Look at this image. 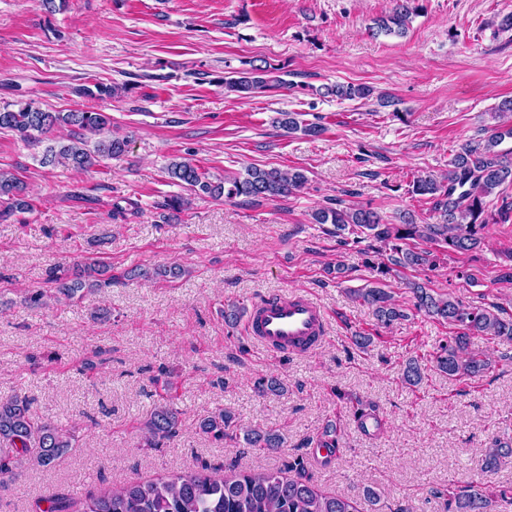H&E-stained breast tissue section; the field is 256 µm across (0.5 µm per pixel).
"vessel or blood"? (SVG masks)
<instances>
[{"label":"vessel or blood","mask_w":512,"mask_h":512,"mask_svg":"<svg viewBox=\"0 0 512 512\" xmlns=\"http://www.w3.org/2000/svg\"><path fill=\"white\" fill-rule=\"evenodd\" d=\"M245 328L273 356L313 353L326 334L323 310L301 294L268 296L253 303Z\"/></svg>","instance_id":"vessel-or-blood-1"}]
</instances>
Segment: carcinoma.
<instances>
[{
	"label": "carcinoma",
	"instance_id": "obj_1",
	"mask_svg": "<svg viewBox=\"0 0 512 512\" xmlns=\"http://www.w3.org/2000/svg\"><path fill=\"white\" fill-rule=\"evenodd\" d=\"M394 6L380 28L403 32L416 10L414 0H393ZM271 66L253 65L239 76L224 78V90L230 93H259L274 87L287 86L286 80L273 75ZM327 92L339 98H366L371 89L362 85H336ZM115 93V87L96 82L76 90L83 98H102ZM110 117L104 112L84 108L65 112H50L34 102H6L0 105V130L18 133L24 138L45 136L60 128L73 130L68 138L52 139L41 159L43 165L64 164L79 171H88L101 160L123 154L127 140L108 134ZM288 133L297 132L317 138L324 128L316 123L304 124L297 113L284 112L279 121ZM503 134L495 126L484 138L463 145L448 163V174L441 179L420 177L412 183L415 195L436 198L441 223L418 224L413 217L403 218L401 224H388L372 209L323 207L312 214L314 223L331 224L336 233L351 230L359 236H371L388 246L389 265L401 268L434 267L437 255L428 248L409 245V241L430 243L446 252L465 253L479 248L483 230L489 224H512V196L500 191L512 185V156L497 150ZM173 184L198 196L215 200L245 197L251 200L287 196L300 190L306 175L298 170L251 166L244 173L212 178L199 171L189 159L176 158L166 168ZM496 198L495 209L488 210L486 198ZM0 217L31 208L26 185L14 174L0 170ZM383 265L380 270H389ZM105 267L89 265L66 279H57V292L66 298L101 287L93 275ZM181 269L158 267L153 271L132 270L130 276L145 278H177ZM415 307L420 312L442 320L454 327L448 341L439 344L433 359L436 368L448 379L461 381L481 376L489 369L484 353L471 347L475 336H489L512 345V315L501 316L499 309L466 304L452 296H435L419 285L412 284ZM355 298L373 309L374 315L386 327L406 314L392 303L390 294L379 286L353 290ZM404 379L418 386L424 373L418 360L406 363ZM260 394L278 395L285 384L274 377L257 382ZM180 423L179 412L172 400L160 399L145 422L146 444L157 448L172 437ZM199 428L218 440L244 441L248 448H279L283 438L276 431L242 430L232 412L225 409L204 417ZM0 440L15 453L0 458V476L9 474L27 456L41 466H49L73 448L69 430L50 423L38 422L30 412L29 401L13 396L0 399ZM340 430L328 424L308 444L316 448L339 447ZM512 461V440L496 439L478 460L483 471H492ZM454 502V512H502L512 506V492H491L474 484L461 486L448 493ZM78 512H359L347 498L330 496L316 488L306 473L304 462L297 458L288 464L287 474L254 472L231 477L217 476L206 471L174 475L166 479L131 482L111 488L103 495L91 497Z\"/></svg>",
	"mask_w": 512,
	"mask_h": 512
}]
</instances>
